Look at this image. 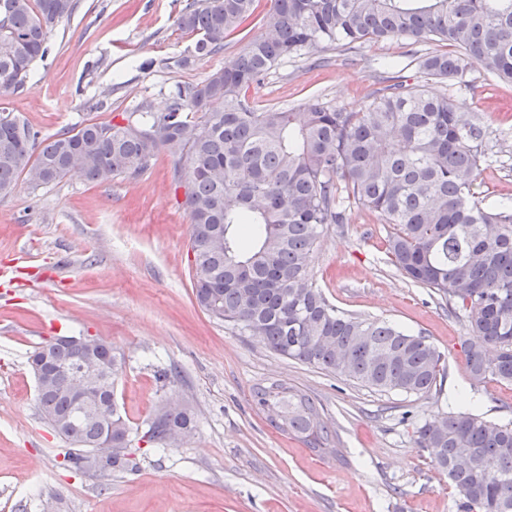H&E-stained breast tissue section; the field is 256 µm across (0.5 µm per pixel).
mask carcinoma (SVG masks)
<instances>
[{
	"mask_svg": "<svg viewBox=\"0 0 512 512\" xmlns=\"http://www.w3.org/2000/svg\"><path fill=\"white\" fill-rule=\"evenodd\" d=\"M257 6L191 0L178 24L196 36L194 56L205 57L224 50ZM75 9L76 0H0V92L24 85L55 24ZM390 38L444 44L422 57L410 53L435 79L460 80L477 64L512 83V0H270L263 32L244 53L200 83L178 85L165 112H125L119 122L40 142L1 114L0 194L22 175L35 187L56 183L75 164L91 182L136 176L167 150L176 157L173 181L184 188L200 307L285 358L378 391L428 395L442 354L423 333L340 310L310 280L325 229L345 223L352 200L393 225L387 250L396 269L463 312L470 379L512 383V205L484 207L474 191L489 132L448 96L401 81L378 89L358 112L318 99L301 112L258 110L247 95L285 57ZM77 355L56 339L32 352L44 420L84 452L67 453L71 468L91 471L90 454L109 440V471L137 469L132 426L114 397L124 357L96 339L87 360L97 382L81 402L56 379ZM252 398L277 430L319 453L336 452L301 391L273 382ZM109 410L110 420L101 415ZM195 429L191 411L167 400L143 435L166 449ZM415 443L436 450L434 467L448 475L457 512H512V422L463 407L419 426Z\"/></svg>",
	"mask_w": 512,
	"mask_h": 512,
	"instance_id": "obj_1",
	"label": "carcinoma"
}]
</instances>
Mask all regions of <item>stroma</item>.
I'll return each instance as SVG.
<instances>
[{
  "label": "stroma",
  "instance_id": "stroma-1",
  "mask_svg": "<svg viewBox=\"0 0 512 512\" xmlns=\"http://www.w3.org/2000/svg\"><path fill=\"white\" fill-rule=\"evenodd\" d=\"M188 0H78L50 35L23 87L0 94V113L40 138L122 113L166 111L177 84L198 82L244 52L252 22L223 51L192 57L194 35L177 20ZM403 39L325 48L278 62L249 95L257 108L302 109L314 98L358 111L385 78L447 95L487 126L496 159L483 166V205L512 202V84L473 66L470 92L407 65ZM188 66H180L182 58ZM152 67L143 72L142 61ZM160 152L138 177L91 183L72 173L0 195V512H457L416 427L467 395L489 421H512V384L473 383L466 319L447 299L394 267L391 230L358 204L330 225L310 278L341 310L421 332L445 370L428 396L381 392L284 358L211 318L193 294L190 221ZM92 335L124 354L115 396L132 425L166 398L190 408L198 428L176 448L133 440L137 470L85 474L67 466L65 443L42 420L28 357L50 337ZM171 372L169 383L156 379ZM278 381L313 400L333 431L335 454L279 432L253 404Z\"/></svg>",
  "mask_w": 512,
  "mask_h": 512
}]
</instances>
